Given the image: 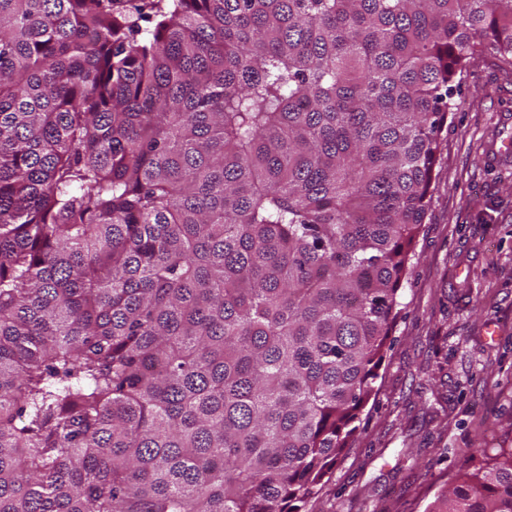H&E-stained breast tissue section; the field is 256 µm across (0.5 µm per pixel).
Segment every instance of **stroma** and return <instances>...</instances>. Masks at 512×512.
Returning a JSON list of instances; mask_svg holds the SVG:
<instances>
[{"label":"stroma","mask_w":512,"mask_h":512,"mask_svg":"<svg viewBox=\"0 0 512 512\" xmlns=\"http://www.w3.org/2000/svg\"><path fill=\"white\" fill-rule=\"evenodd\" d=\"M375 393L307 512H426L481 449L512 447V161L488 162L512 114V67L458 77Z\"/></svg>","instance_id":"stroma-1"}]
</instances>
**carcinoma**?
<instances>
[{
  "label": "carcinoma",
  "instance_id": "carcinoma-1",
  "mask_svg": "<svg viewBox=\"0 0 512 512\" xmlns=\"http://www.w3.org/2000/svg\"><path fill=\"white\" fill-rule=\"evenodd\" d=\"M488 53L512 0H0V512H300Z\"/></svg>",
  "mask_w": 512,
  "mask_h": 512
}]
</instances>
